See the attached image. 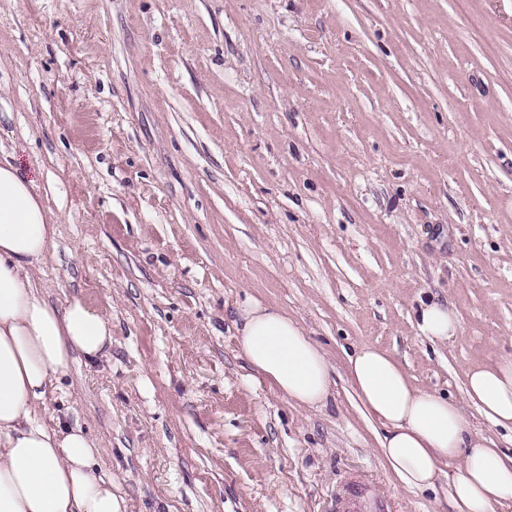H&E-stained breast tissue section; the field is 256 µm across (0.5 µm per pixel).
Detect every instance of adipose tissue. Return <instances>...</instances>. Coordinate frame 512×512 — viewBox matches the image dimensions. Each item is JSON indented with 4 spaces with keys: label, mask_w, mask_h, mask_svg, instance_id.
<instances>
[{
    "label": "adipose tissue",
    "mask_w": 512,
    "mask_h": 512,
    "mask_svg": "<svg viewBox=\"0 0 512 512\" xmlns=\"http://www.w3.org/2000/svg\"><path fill=\"white\" fill-rule=\"evenodd\" d=\"M54 221L33 181L0 159V512H124L101 453L82 429L41 422L46 397L76 357L104 355L112 325L83 298L55 305L35 277ZM234 323L241 356L287 403L326 405L332 392L322 349L283 310L248 298ZM419 330L434 342L461 331L446 303L422 305ZM346 373L362 412L383 428L381 457L406 491L442 490L450 512H512V454L474 426L453 400L417 387L387 352L362 346ZM465 394L479 414L512 432V357L468 367Z\"/></svg>",
    "instance_id": "1"
}]
</instances>
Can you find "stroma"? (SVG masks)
<instances>
[{
  "mask_svg": "<svg viewBox=\"0 0 512 512\" xmlns=\"http://www.w3.org/2000/svg\"><path fill=\"white\" fill-rule=\"evenodd\" d=\"M0 153L56 222L44 294L112 324L44 420L99 441L125 512H331L350 470L439 512L383 465L358 345L504 440L464 374L512 355V0H0ZM249 297L324 350V407L253 379ZM418 329L433 342H448L461 331L455 311L448 303L433 300L423 304L417 320Z\"/></svg>",
  "mask_w": 512,
  "mask_h": 512,
  "instance_id": "1",
  "label": "stroma"
}]
</instances>
